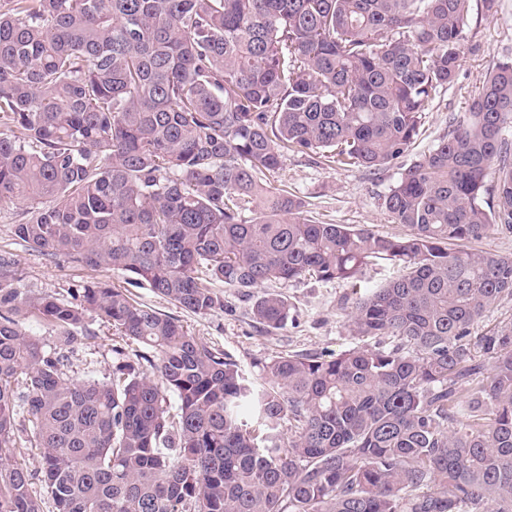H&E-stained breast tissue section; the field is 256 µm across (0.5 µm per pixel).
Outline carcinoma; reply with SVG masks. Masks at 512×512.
Returning <instances> with one entry per match:
<instances>
[{
	"label": "carcinoma",
	"mask_w": 512,
	"mask_h": 512,
	"mask_svg": "<svg viewBox=\"0 0 512 512\" xmlns=\"http://www.w3.org/2000/svg\"><path fill=\"white\" fill-rule=\"evenodd\" d=\"M470 2L0 0L14 235L124 279L32 296L0 250V512H42L44 494L56 512H512V324L472 336L512 300V258L467 248L512 232V59L382 197L403 235L316 223L261 178L285 149L373 170L406 154L456 78ZM379 260L400 275L346 323L374 343L256 361L260 385L129 291L206 315L221 284L280 329L294 307L253 289H355ZM28 313L66 345L93 313L153 355L76 381Z\"/></svg>",
	"instance_id": "carcinoma-1"
}]
</instances>
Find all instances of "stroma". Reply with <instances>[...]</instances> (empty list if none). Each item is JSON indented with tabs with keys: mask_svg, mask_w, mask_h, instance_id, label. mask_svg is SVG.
I'll return each mask as SVG.
<instances>
[{
	"mask_svg": "<svg viewBox=\"0 0 512 512\" xmlns=\"http://www.w3.org/2000/svg\"><path fill=\"white\" fill-rule=\"evenodd\" d=\"M507 58H512V0H500L498 10L492 13L483 10L481 0H472L471 39L457 77L424 112L423 134L410 153L374 171L365 167L336 169L317 155L290 151L284 154L280 169L268 174V181L300 197L313 221L366 227L384 235L401 234L402 226L395 224L382 208V196L416 155L433 148L447 133L449 116L465 111L493 68ZM23 209L18 202L0 204V249L13 253L24 276L22 288L36 295L66 300L73 284L91 278L122 284L119 272H94L64 257L51 260L16 239L13 226L21 221ZM272 288L294 306L296 319L271 331L254 321L250 300L233 288L223 291V310L208 315L182 310L147 288L133 289L132 296L144 305L179 318L194 336L229 353L247 370L256 360L280 354H329L356 345V338L345 327L344 309L351 306L354 297L344 284L306 277L287 284L276 282ZM22 327L39 338L46 349L68 355L66 373L73 379H103L118 361L115 348L122 346L121 340L95 314L86 316L87 334L67 347L61 346L50 326L35 317L23 318Z\"/></svg>",
	"mask_w": 512,
	"mask_h": 512,
	"instance_id": "1",
	"label": "stroma"
}]
</instances>
